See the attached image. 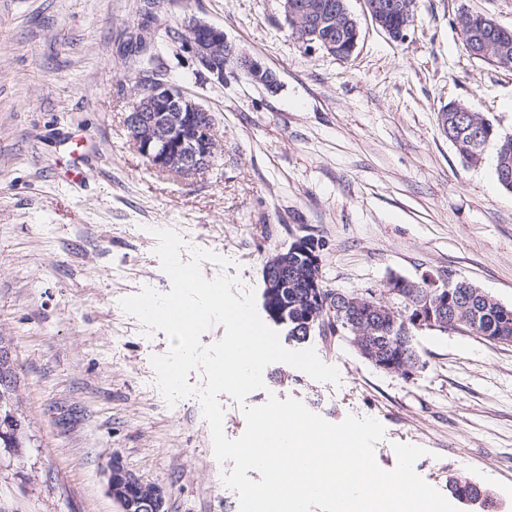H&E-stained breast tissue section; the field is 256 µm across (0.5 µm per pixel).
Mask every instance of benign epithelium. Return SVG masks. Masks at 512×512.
Segmentation results:
<instances>
[{"label": "benign epithelium", "instance_id": "7a95c632", "mask_svg": "<svg viewBox=\"0 0 512 512\" xmlns=\"http://www.w3.org/2000/svg\"><path fill=\"white\" fill-rule=\"evenodd\" d=\"M285 17L293 26L303 31V45L313 51L332 54L335 43L330 40H316L309 31L321 27L325 16L324 10L336 7V19L341 24L336 34L345 30L358 35L357 22L351 15L347 0H337L336 4H302L293 0H281ZM373 21L388 35L401 40L413 24L410 12L404 13L405 23L398 29L390 30L385 25L383 16L389 10L384 0H366ZM478 39L473 41L480 53L488 54L499 42L512 39V32L501 27L493 18L479 16ZM181 41L193 54L199 66L219 79H224V68L231 64L245 71L253 82L274 93L278 89L279 79L276 73L266 67L260 60L240 53L234 44L224 36V31L201 20H188L181 30ZM206 108L186 92H177L161 84L153 89L138 91L128 118L127 129L133 147L157 169L178 170L183 176L191 177L208 166L214 155L215 141L211 136L210 124L198 119V113ZM448 293L439 295L433 304L416 305L412 323L419 330L446 327V304ZM17 386V376L7 377L0 382V397L8 399L7 415L9 422L23 428L25 416L15 401L9 399L6 390ZM121 479L130 486L143 484L137 476L114 459L108 468V492L114 494V480Z\"/></svg>", "mask_w": 512, "mask_h": 512}]
</instances>
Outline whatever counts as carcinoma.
I'll list each match as a JSON object with an SVG mask.
<instances>
[{
	"label": "carcinoma",
	"mask_w": 512,
	"mask_h": 512,
	"mask_svg": "<svg viewBox=\"0 0 512 512\" xmlns=\"http://www.w3.org/2000/svg\"><path fill=\"white\" fill-rule=\"evenodd\" d=\"M138 83L142 87L165 82L161 70L155 64L154 56H149L140 69ZM443 131L450 140L467 141L473 134L471 126L478 125L481 147L471 151L465 147L457 149L459 156L470 164L482 162L489 149L495 150V174L498 183L512 192V137L501 136L488 121L473 112H459L450 104L448 111L441 113ZM308 258L303 254V244L295 241L288 248V270L278 271L283 279L281 288H265L264 309L275 323L287 325L288 338L303 343L318 334L324 337L342 336L352 333L357 352L369 350L380 361L396 366L404 362L418 363L420 355L415 343L418 330L405 324L401 312L408 306L433 297L427 279L418 283L414 295L402 302L400 310L389 314L371 316L363 310L351 308L343 316H337L334 297L336 290L326 287L315 289L312 286V270L307 265ZM447 329H466L490 343L497 336H512V307L509 315L489 298V295L464 281H455L448 288ZM25 432H15L12 424L0 420V448H21ZM448 491L458 499L487 501L489 494L479 485L466 479L452 478L448 481ZM116 496L124 500L131 512H140L143 501L151 492L140 489L132 492L123 484H118Z\"/></svg>",
	"instance_id": "cac0c4a2"
}]
</instances>
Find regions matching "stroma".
Here are the masks:
<instances>
[{"label": "stroma", "mask_w": 512, "mask_h": 512, "mask_svg": "<svg viewBox=\"0 0 512 512\" xmlns=\"http://www.w3.org/2000/svg\"><path fill=\"white\" fill-rule=\"evenodd\" d=\"M359 39L351 56L313 53L290 35L280 0H158L155 26L193 16L276 72V92L242 70H201L181 41L156 48L167 80L210 109L209 167L185 179L154 168L131 144L125 118L139 79L133 37L143 0H0V337L9 342L26 415L22 456L0 450V512H120L108 492L117 458L160 487L165 512H236L194 397L168 404L150 358L164 332L146 333L122 298L170 291L156 228L175 230L182 261L202 262L263 293L268 259L299 236L326 243L324 284L394 304L402 276L465 280L512 307V193L495 154L465 163L441 125L465 104L512 135V67L476 58L465 13L512 30V0H416L406 39L393 41L365 0H348ZM84 179H73V169ZM337 369L318 382L283 363L244 404L220 395L223 431L239 438L242 405L293 397L331 423L371 417L394 444L426 453L416 472L440 493L465 476L512 512V345L467 331L423 330L410 378L379 370L350 337L308 341Z\"/></svg>", "instance_id": "1"}]
</instances>
